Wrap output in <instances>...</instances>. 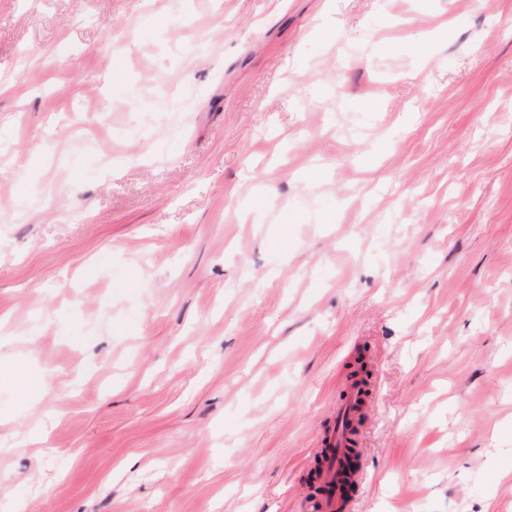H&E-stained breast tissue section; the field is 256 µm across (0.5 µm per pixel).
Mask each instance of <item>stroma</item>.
Wrapping results in <instances>:
<instances>
[{
	"label": "stroma",
	"mask_w": 512,
	"mask_h": 512,
	"mask_svg": "<svg viewBox=\"0 0 512 512\" xmlns=\"http://www.w3.org/2000/svg\"><path fill=\"white\" fill-rule=\"evenodd\" d=\"M0 512H512V0H0ZM46 441L31 445L33 433ZM376 388L367 392L363 381L354 378L347 382L343 399L336 405L335 416L328 428L324 430L316 448L319 456L317 483L322 492L317 493L313 508L317 512H355V498L345 499L344 488L347 481V464L349 460L351 438L350 429L362 406L372 403Z\"/></svg>",
	"instance_id": "35a3bbf8"
}]
</instances>
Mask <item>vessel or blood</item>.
Instances as JSON below:
<instances>
[{
    "label": "vessel or blood",
    "instance_id": "obj_1",
    "mask_svg": "<svg viewBox=\"0 0 512 512\" xmlns=\"http://www.w3.org/2000/svg\"><path fill=\"white\" fill-rule=\"evenodd\" d=\"M372 401L361 379L355 378L346 383L335 416L324 430L316 450L319 457L317 483L320 487L314 502L316 512H356L355 499L344 496L350 456V429L360 409Z\"/></svg>",
    "mask_w": 512,
    "mask_h": 512
}]
</instances>
